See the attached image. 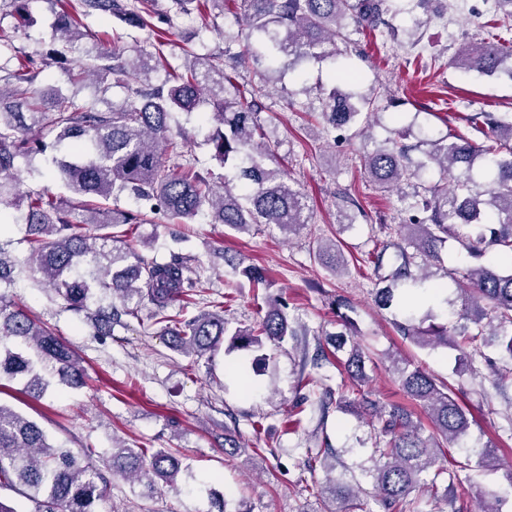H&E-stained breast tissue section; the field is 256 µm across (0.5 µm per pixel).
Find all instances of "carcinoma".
Here are the masks:
<instances>
[{"instance_id": "obj_1", "label": "carcinoma", "mask_w": 512, "mask_h": 512, "mask_svg": "<svg viewBox=\"0 0 512 512\" xmlns=\"http://www.w3.org/2000/svg\"><path fill=\"white\" fill-rule=\"evenodd\" d=\"M244 25L233 39L253 47L274 61L281 55L320 58L327 49L340 52L347 43L343 20L350 16L358 26L394 32L384 15L396 17L394 0H245ZM84 14L111 15L142 28L150 22L130 0H82ZM174 15L196 10L209 14L224 10V0H171ZM79 23L62 12L52 24V38L83 61L80 71L68 77L73 82L88 78L100 84L106 76L132 73L137 85L129 88L122 104L99 88L92 105H78L57 91L53 109L44 107L43 96L32 89L39 71L30 67L0 75V204L27 208V242L35 256L33 272L76 312L89 311L94 326L109 332L123 314H133L130 303L153 306L155 323L162 334L173 339V347L198 358L210 356L224 343L227 332L224 315L201 312L189 319L169 314L184 308L203 288L201 279L191 276L187 259L174 255L167 261L148 259L136 248L116 246L118 237L110 229L120 224L150 223L149 215L163 212L174 224H190L203 215L211 224H224L245 232L267 224L292 234L309 223L311 216L303 193L284 175L265 167L268 149L266 133L255 108L256 97L266 83L253 86L250 98L234 88L224 72V59L191 52L183 62L173 64L146 49L127 54L121 48L110 51L81 44ZM512 59V41L467 45L452 60L464 71L493 74ZM321 118L332 129H345L369 120L371 101L360 104L339 97L336 90L319 94ZM177 112L201 114L202 123L215 129L204 144L212 158L223 167L236 170L239 189L230 179L215 182L212 172L195 162L170 165L185 156L190 139L184 132L172 134L171 120ZM490 145L477 146L464 139L446 137L423 141L428 146L424 159L415 161L410 152L418 145L404 143V134L369 147L363 144L364 175L380 189L402 184L413 186V215L398 225L404 242L396 263L386 274L382 252L374 251V298L378 307L389 309L396 292L403 287L434 290L431 299L448 312V323L424 327L434 317L428 309L420 317L410 313L396 323L401 336L429 348L454 346L471 364L469 350L486 331L502 337L504 353L497 362L485 359L497 376L492 386L512 375V119L482 112ZM57 131L55 152L28 133L36 128ZM42 157L43 169L59 178L80 200L86 218L76 216L70 199L49 191L25 194L15 177L18 159ZM128 195L135 198L133 209L108 206ZM454 239L465 254L480 259L488 253V265L468 266L448 273L460 294L456 298L440 293L446 283L430 282L431 274L415 269L441 262L440 248ZM317 260L336 274L346 269L336 244L322 243ZM224 264L258 288L267 285V274L244 258L224 254ZM13 261L0 243V285L13 283ZM121 307H116L114 301ZM285 303L267 300L264 316L255 329H237L232 347H260L267 341L282 342L297 336L285 312ZM353 310L344 300L335 303L336 317L343 330L336 333L334 358L341 382L336 388L324 386L321 396L338 393L336 405L359 416L367 415L373 426L369 462L363 468L372 491L353 490L350 485L329 479L320 494L330 501L328 512H352L359 494H372L382 512H410V494L416 490L435 491L448 475L444 460L450 449L463 448L471 426L470 413L458 402L455 389L406 358L390 357L391 368L402 390L427 412L430 428L416 423L401 405H381L369 398L363 387L368 382L366 356L358 343L347 344L356 326L348 315ZM52 373L78 387L84 380L79 355L56 332L33 320L0 293V380L24 382L35 398L49 387ZM251 452L239 435L224 433V453L238 456ZM93 452L84 454L52 444L42 427L11 407L0 403V490H8L27 501L21 511L11 499L0 498V512H96V502L105 494L111 479L145 478L152 490L174 488L188 470L168 448L148 451L119 444L110 459L97 464Z\"/></svg>"}]
</instances>
